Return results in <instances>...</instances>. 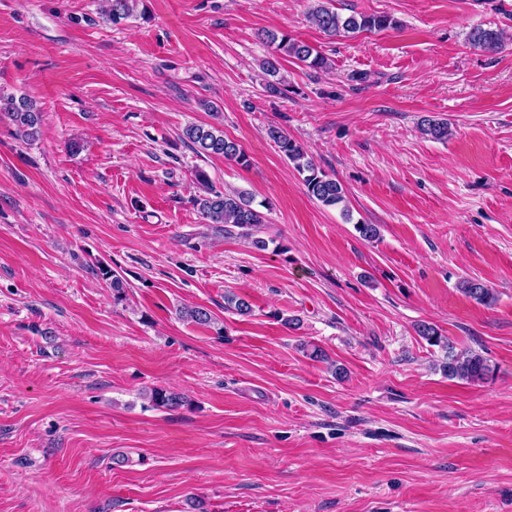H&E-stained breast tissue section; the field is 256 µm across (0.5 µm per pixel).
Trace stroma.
Wrapping results in <instances>:
<instances>
[{
	"mask_svg": "<svg viewBox=\"0 0 512 512\" xmlns=\"http://www.w3.org/2000/svg\"><path fill=\"white\" fill-rule=\"evenodd\" d=\"M312 3L138 0L114 25L104 0H0V93L42 112L28 144L0 115V512H512V0H331L400 23L335 39ZM263 30L330 69L282 61L288 94L267 93ZM193 123L248 165L197 155ZM272 127L345 208L308 196ZM199 169L268 204V248L204 223ZM421 322L492 377L448 379ZM469 41L474 48L496 52L502 48V33L497 29L476 28L471 31ZM459 289L476 303L483 306H491L496 301V296L492 288H489L484 282L474 278H462L459 281Z\"/></svg>",
	"mask_w": 512,
	"mask_h": 512,
	"instance_id": "obj_1",
	"label": "stroma"
}]
</instances>
